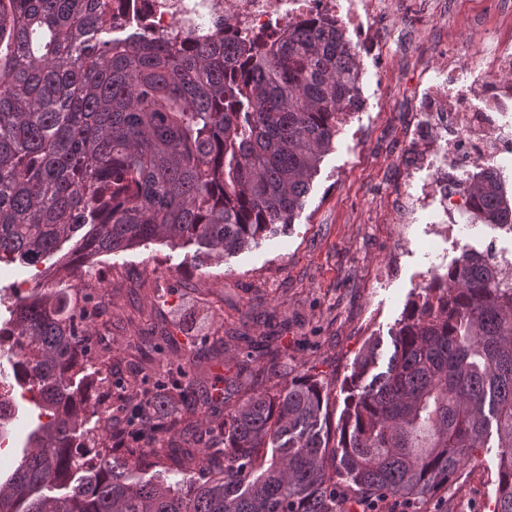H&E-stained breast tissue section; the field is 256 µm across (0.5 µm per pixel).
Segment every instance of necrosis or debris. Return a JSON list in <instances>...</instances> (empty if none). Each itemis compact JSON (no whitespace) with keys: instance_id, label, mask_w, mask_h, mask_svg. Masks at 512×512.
Instances as JSON below:
<instances>
[{"instance_id":"necrosis-or-debris-1","label":"necrosis or debris","mask_w":512,"mask_h":512,"mask_svg":"<svg viewBox=\"0 0 512 512\" xmlns=\"http://www.w3.org/2000/svg\"><path fill=\"white\" fill-rule=\"evenodd\" d=\"M137 7L152 29L177 26L194 35L220 19L228 38L334 22L351 45L357 71L337 129L359 113L384 111L397 90L406 93L411 117L397 199L407 223L427 214L440 229L479 225L468 188L484 169L496 170L503 190L512 191V0L473 10L465 42L453 30L458 0H138ZM423 16L430 19L429 50L438 65L419 70L404 88L387 65L409 48ZM425 169L433 179L420 190L416 175Z\"/></svg>"}]
</instances>
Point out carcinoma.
I'll return each mask as SVG.
<instances>
[{
    "instance_id": "cac0c4a2",
    "label": "carcinoma",
    "mask_w": 512,
    "mask_h": 512,
    "mask_svg": "<svg viewBox=\"0 0 512 512\" xmlns=\"http://www.w3.org/2000/svg\"><path fill=\"white\" fill-rule=\"evenodd\" d=\"M110 0H0V263L35 267L76 232V271L163 238L235 254L293 222L356 82L333 24L224 41L148 30ZM483 220L512 224L496 176L470 186ZM96 288L37 283L0 326L17 337L13 381L37 394L42 420L18 466L0 477V512H375L427 502L475 461L495 424V512H512V282L466 249L434 274L391 335L358 354L344 411L327 427L330 389L271 364L260 386L224 406V458L204 448L187 477L141 475L160 433L184 420L148 375L122 385L141 446L92 400L87 366L106 362L88 319ZM94 407L97 426L83 428ZM338 463L353 497L337 492Z\"/></svg>"
}]
</instances>
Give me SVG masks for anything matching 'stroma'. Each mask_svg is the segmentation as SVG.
<instances>
[{
	"instance_id": "35a3bbf8",
	"label": "stroma",
	"mask_w": 512,
	"mask_h": 512,
	"mask_svg": "<svg viewBox=\"0 0 512 512\" xmlns=\"http://www.w3.org/2000/svg\"><path fill=\"white\" fill-rule=\"evenodd\" d=\"M407 109L406 99L394 98L385 112L362 113L338 134L289 230L259 245L211 261L195 246L150 240L99 256L75 275L64 271L61 255L46 260L44 269L68 283L97 282L99 309L92 326L110 360L87 368L95 397L132 379L141 362L155 376L206 360L212 380H261L268 355L257 352L245 372L237 362L245 337L265 336L292 375L310 373L329 384L328 420L337 424L358 353L370 337L389 340L407 303L432 274L427 245L434 240L433 227L404 223L395 200ZM439 247L452 265L464 248L507 251L512 239L461 228ZM192 304L204 322L190 335L178 315ZM186 389L188 400L178 412L189 429L167 440L156 460L157 470L172 482L183 476L184 452L212 446L216 435L199 423L210 385L192 381ZM498 453L496 440H489L475 463L431 499L430 512L442 504L449 512H493Z\"/></svg>"
}]
</instances>
